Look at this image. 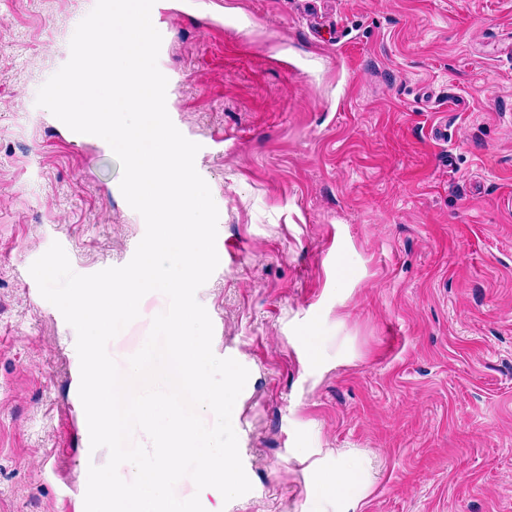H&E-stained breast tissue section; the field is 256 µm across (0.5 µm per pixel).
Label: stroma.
Returning <instances> with one entry per match:
<instances>
[{"mask_svg": "<svg viewBox=\"0 0 512 512\" xmlns=\"http://www.w3.org/2000/svg\"><path fill=\"white\" fill-rule=\"evenodd\" d=\"M94 0H0V512H66L83 443L76 333L29 272L89 275L145 223L101 141L39 88ZM158 67L219 211L197 292L252 489L208 512H512V0H168ZM221 144H211L212 135ZM168 305L108 345L125 365ZM319 355L310 359L309 346ZM60 449L58 476L45 459ZM356 470L344 499L319 473Z\"/></svg>", "mask_w": 512, "mask_h": 512, "instance_id": "stroma-1", "label": "stroma"}]
</instances>
